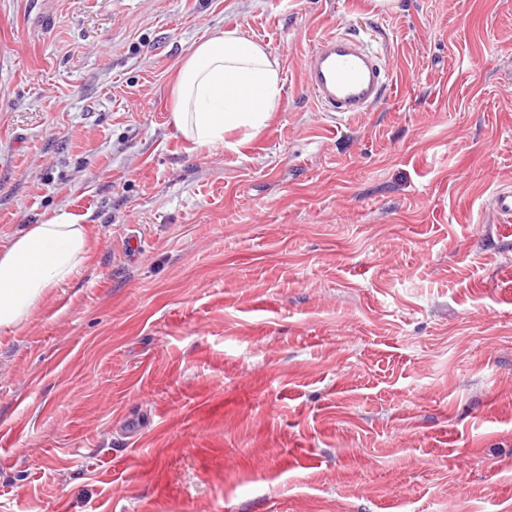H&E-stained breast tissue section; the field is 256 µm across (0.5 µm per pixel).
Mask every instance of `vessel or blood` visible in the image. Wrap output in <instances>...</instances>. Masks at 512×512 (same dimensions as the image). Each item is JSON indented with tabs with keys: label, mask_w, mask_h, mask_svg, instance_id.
Here are the masks:
<instances>
[{
	"label": "vessel or blood",
	"mask_w": 512,
	"mask_h": 512,
	"mask_svg": "<svg viewBox=\"0 0 512 512\" xmlns=\"http://www.w3.org/2000/svg\"><path fill=\"white\" fill-rule=\"evenodd\" d=\"M388 79L379 54L347 34L316 38L304 60V86L326 112L371 111L381 101ZM491 206L500 222H511L512 187L497 189Z\"/></svg>",
	"instance_id": "obj_1"
}]
</instances>
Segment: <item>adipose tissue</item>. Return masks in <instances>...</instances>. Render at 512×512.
Returning <instances> with one entry per match:
<instances>
[{
	"mask_svg": "<svg viewBox=\"0 0 512 512\" xmlns=\"http://www.w3.org/2000/svg\"><path fill=\"white\" fill-rule=\"evenodd\" d=\"M281 73L266 47L239 29L200 41L182 62L170 120L191 148H221L226 133L264 128L280 106ZM84 216L61 208L0 251V328L24 322L86 265Z\"/></svg>",
	"mask_w": 512,
	"mask_h": 512,
	"instance_id": "ef3b65f1",
	"label": "adipose tissue"
}]
</instances>
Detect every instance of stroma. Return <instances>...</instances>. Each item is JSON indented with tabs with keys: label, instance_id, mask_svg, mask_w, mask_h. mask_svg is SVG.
I'll list each match as a JSON object with an SVG mask.
<instances>
[{
	"label": "stroma",
	"instance_id": "stroma-1",
	"mask_svg": "<svg viewBox=\"0 0 512 512\" xmlns=\"http://www.w3.org/2000/svg\"><path fill=\"white\" fill-rule=\"evenodd\" d=\"M225 28L280 107L193 150L171 87ZM328 33L373 111L305 89ZM508 86L512 0H0V247L64 206L91 245L0 330V512H512ZM388 79L379 54L347 34L316 38L304 60V86L325 112H370ZM491 206L503 223L512 221V187L506 186L497 189L491 199Z\"/></svg>",
	"mask_w": 512,
	"mask_h": 512
}]
</instances>
